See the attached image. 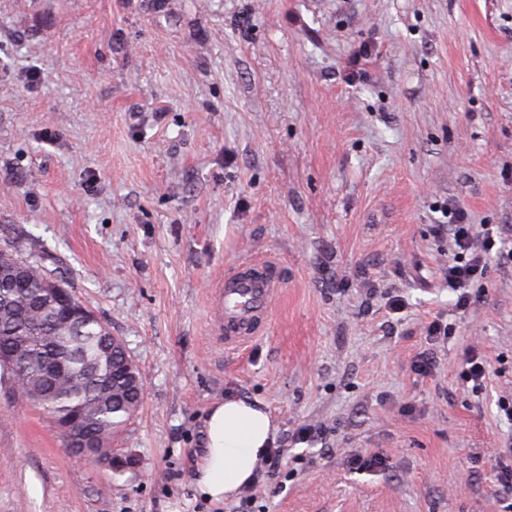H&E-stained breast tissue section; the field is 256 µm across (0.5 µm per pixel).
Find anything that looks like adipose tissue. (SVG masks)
Returning a JSON list of instances; mask_svg holds the SVG:
<instances>
[{"label":"adipose tissue","mask_w":512,"mask_h":512,"mask_svg":"<svg viewBox=\"0 0 512 512\" xmlns=\"http://www.w3.org/2000/svg\"><path fill=\"white\" fill-rule=\"evenodd\" d=\"M276 429L260 402L230 394L214 403L204 418L203 451L195 463L197 494L220 503L253 484Z\"/></svg>","instance_id":"ef3b65f1"}]
</instances>
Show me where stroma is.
Here are the masks:
<instances>
[{"label":"stroma","mask_w":512,"mask_h":512,"mask_svg":"<svg viewBox=\"0 0 512 512\" xmlns=\"http://www.w3.org/2000/svg\"><path fill=\"white\" fill-rule=\"evenodd\" d=\"M457 205L512 247V0H0V245L62 279L144 389L115 470L1 370L0 512H237L193 486L229 394L285 451L250 512H512V263L456 308L434 227ZM253 258L280 287L229 348L215 294ZM462 376L466 383L472 382V390H482L486 379L487 363L476 352H468L464 359Z\"/></svg>","instance_id":"obj_1"}]
</instances>
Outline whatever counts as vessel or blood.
<instances>
[{
  "label": "vessel or blood",
  "instance_id": "vessel-or-blood-1",
  "mask_svg": "<svg viewBox=\"0 0 512 512\" xmlns=\"http://www.w3.org/2000/svg\"><path fill=\"white\" fill-rule=\"evenodd\" d=\"M279 283L278 268L271 261L245 264L225 277L219 293L225 343L242 344L258 332Z\"/></svg>",
  "mask_w": 512,
  "mask_h": 512
}]
</instances>
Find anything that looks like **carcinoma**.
<instances>
[{
	"label": "carcinoma",
	"instance_id": "cac0c4a2",
	"mask_svg": "<svg viewBox=\"0 0 512 512\" xmlns=\"http://www.w3.org/2000/svg\"><path fill=\"white\" fill-rule=\"evenodd\" d=\"M20 276L27 287L13 286ZM53 288L70 293L40 262L21 257L13 245L0 248V346L20 345L27 354L26 400L53 425L75 424L96 442L91 452L109 456L112 434L139 409L143 386L137 376L130 380L112 371L131 361L122 345H116L113 356L100 357V344L110 330L99 318L60 323ZM53 361L67 365L65 374L46 375L45 365Z\"/></svg>",
	"mask_w": 512,
	"mask_h": 512
}]
</instances>
